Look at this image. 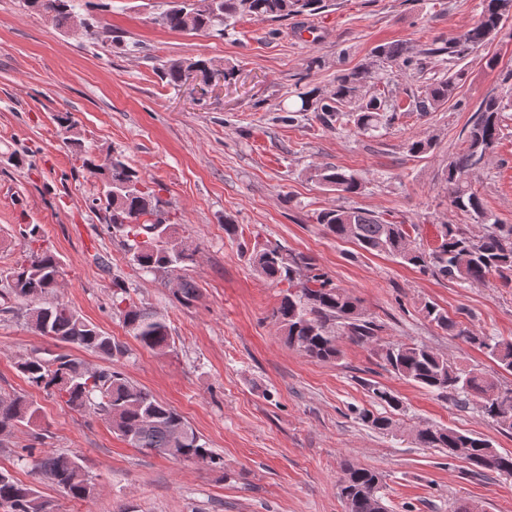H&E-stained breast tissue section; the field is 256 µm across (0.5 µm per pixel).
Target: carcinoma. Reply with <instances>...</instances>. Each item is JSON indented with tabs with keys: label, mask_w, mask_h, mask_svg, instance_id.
Instances as JSON below:
<instances>
[{
	"label": "carcinoma",
	"mask_w": 512,
	"mask_h": 512,
	"mask_svg": "<svg viewBox=\"0 0 512 512\" xmlns=\"http://www.w3.org/2000/svg\"><path fill=\"white\" fill-rule=\"evenodd\" d=\"M34 10H44L60 27L71 28L77 18L75 0H28ZM323 8V0H170L157 23L178 33L213 32L218 36L230 22L244 16L274 21L300 15L312 16ZM512 13V0H483L478 23L447 42L433 40L426 47L403 42L378 45L373 56L381 63L396 66L403 73L420 68L429 56L448 55L451 68L441 79L412 95L409 111L434 112L455 97L465 77L459 62L472 51L499 35L504 18ZM196 71L207 80L213 66L210 61H170L157 68L166 84L177 87L185 73ZM384 79V73L366 66L336 76L333 93L310 108L313 92L298 95V111L314 110L325 119L348 118L365 134L378 131L388 122L387 113L396 111L387 98L370 94L367 84ZM355 103V110L347 111ZM500 97L482 99L475 120L464 139V147L448 159L445 169L448 206L469 220L468 224L437 225V245L425 250L414 244L416 224H397L371 211L356 207L325 209L317 223L339 240H349L371 254H384L411 265L433 277L454 279L469 286L483 285L491 273L504 284L512 282V224L502 223L490 212L469 183L472 171L492 155L500 140ZM83 167L101 176L99 196L92 199L95 208L105 210L106 222L123 238L130 260L146 273L170 268L182 269L194 262L198 247L182 240L175 243L163 233L173 228L158 214L155 189L134 168L124 154L112 152L107 166L86 154ZM314 177L339 194L354 195L364 188L363 178L339 167H318ZM145 235L154 243L141 249L137 238ZM28 252L6 272V295L22 301L29 323L35 331L48 325L53 339L116 359L125 350L107 333L86 321L67 304L43 298L60 288V267L56 256L40 245L39 225L26 231ZM248 262L266 280L288 284L286 293L270 319L285 336L289 347L322 362H335L341 356V343L376 344V355L383 366L398 377L413 382L440 398H451L465 406L475 401L482 415L499 432L512 433V388L497 383L474 369H466L454 359L444 357L425 345L394 341L380 342L382 324L368 315L361 301L349 289L336 284L314 259L288 246L272 241L255 242ZM112 309L118 313L128 332L144 349L165 354L171 347L170 328L164 318L144 306L131 302L125 283L112 279ZM174 295L183 303L198 296L195 283L181 275L175 277ZM425 318L448 335L481 350L500 368L512 372V340L479 334L433 302L421 308ZM26 381L38 388L53 390L71 408L99 415L114 433L133 448L146 449L173 458L205 464L221 459L201 442V438L176 409L159 401L144 388L130 382L115 367L89 368L69 354L51 359L28 356L16 363ZM375 403L396 412L401 401L383 387L369 386ZM39 408L23 395L0 396V437L22 424H31ZM360 419L382 433L393 430V415L364 410ZM415 443L422 448H439L450 457H460L471 470L485 474L512 476V454L500 453L491 442L453 428L426 425L415 431ZM34 468L49 482L73 498H88L93 486L86 478L76 456L47 455L35 461ZM382 475L371 468L343 464L339 496L345 512H387L383 500ZM8 512H48V503L32 486L0 471V507Z\"/></svg>",
	"instance_id": "carcinoma-1"
}]
</instances>
